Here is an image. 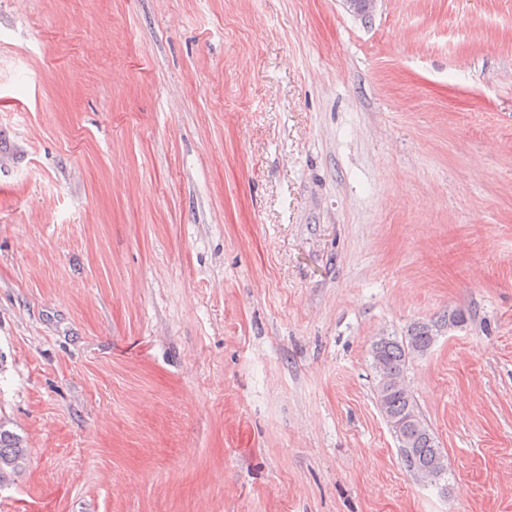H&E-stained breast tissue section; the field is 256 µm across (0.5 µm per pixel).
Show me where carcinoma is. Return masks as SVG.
Returning a JSON list of instances; mask_svg holds the SVG:
<instances>
[{
  "label": "carcinoma",
  "instance_id": "obj_1",
  "mask_svg": "<svg viewBox=\"0 0 512 512\" xmlns=\"http://www.w3.org/2000/svg\"><path fill=\"white\" fill-rule=\"evenodd\" d=\"M435 333V325L417 324L402 339L382 336L372 346L377 407L396 437L398 448H409L413 453L411 459L401 457L407 471L425 470L432 484L439 483L445 476L440 458L436 456L439 442L404 384V373L409 356L430 350L436 340ZM28 460L29 450L23 440L0 427V487L20 472Z\"/></svg>",
  "mask_w": 512,
  "mask_h": 512
}]
</instances>
